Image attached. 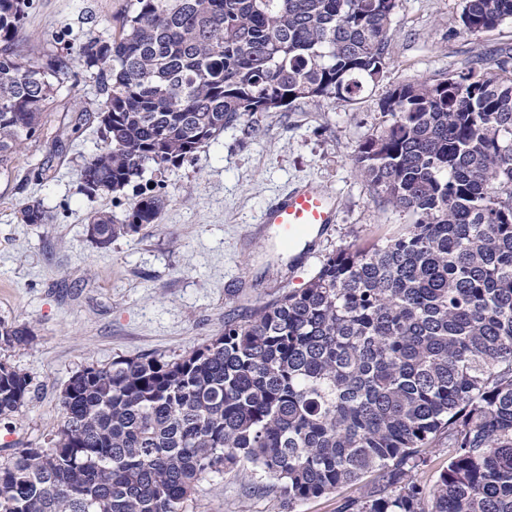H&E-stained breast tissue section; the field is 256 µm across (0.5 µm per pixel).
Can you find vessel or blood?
Wrapping results in <instances>:
<instances>
[{
	"instance_id": "1",
	"label": "vessel or blood",
	"mask_w": 512,
	"mask_h": 512,
	"mask_svg": "<svg viewBox=\"0 0 512 512\" xmlns=\"http://www.w3.org/2000/svg\"><path fill=\"white\" fill-rule=\"evenodd\" d=\"M335 218L333 194L324 187L305 184L272 202L264 211L262 221L276 226L281 243L289 245L324 231Z\"/></svg>"
}]
</instances>
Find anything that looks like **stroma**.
I'll list each match as a JSON object with an SVG mask.
<instances>
[{
	"instance_id": "stroma-1",
	"label": "stroma",
	"mask_w": 512,
	"mask_h": 512,
	"mask_svg": "<svg viewBox=\"0 0 512 512\" xmlns=\"http://www.w3.org/2000/svg\"><path fill=\"white\" fill-rule=\"evenodd\" d=\"M128 0H33L18 52L66 54L86 33L111 37ZM462 0H399L392 17L390 62L380 82L344 103L297 102L261 119L252 135L228 127L192 162L164 174L158 223L98 248L91 214L124 219L137 190L87 195L80 170L102 140L94 107L100 98L80 70L60 90L48 127L76 126L53 149L44 136L0 174V321L29 325L35 338L0 349V360L27 373L31 393L10 427L0 426V459L24 444L39 446L61 421L60 391L84 366L116 358L167 360L224 330L226 314L249 312L283 291L303 287L332 251L363 247L410 218L359 174L355 156L384 127L380 100L415 80L437 82L479 54L496 64L512 46V23L463 33ZM49 169L26 179L33 165ZM311 181L335 196L338 217L308 246L288 250L275 226L260 228L263 207L289 187ZM40 203L48 221L26 224L23 207ZM250 468L212 473L198 484L186 512H341L359 494L344 486L288 510L271 495L248 491Z\"/></svg>"
}]
</instances>
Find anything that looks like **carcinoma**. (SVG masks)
<instances>
[{
  "instance_id": "cac0c4a2",
  "label": "carcinoma",
  "mask_w": 512,
  "mask_h": 512,
  "mask_svg": "<svg viewBox=\"0 0 512 512\" xmlns=\"http://www.w3.org/2000/svg\"><path fill=\"white\" fill-rule=\"evenodd\" d=\"M32 0H0V174L40 139L79 65L100 89L104 142L87 193L163 173L224 128L297 101L350 102L389 64L398 0H128L115 35L37 59ZM512 22V0H464L463 32ZM395 88L388 123L358 148L361 174L413 222L328 255L280 294L173 360L120 358L75 372L45 448L0 461V512H183L211 472L249 465L253 490L292 510L356 485L350 512H512V73ZM149 186L124 220L88 223L102 248L156 224ZM26 224L46 223L40 204ZM34 338L0 323V346ZM31 379L0 362V422ZM448 439L433 487L418 479Z\"/></svg>"
}]
</instances>
